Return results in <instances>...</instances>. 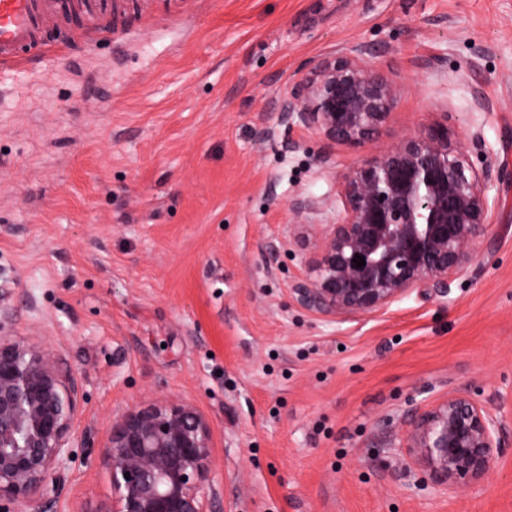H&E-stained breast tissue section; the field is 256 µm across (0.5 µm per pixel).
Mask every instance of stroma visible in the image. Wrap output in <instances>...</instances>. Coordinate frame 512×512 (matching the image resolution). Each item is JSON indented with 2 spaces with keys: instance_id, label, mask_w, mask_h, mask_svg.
Segmentation results:
<instances>
[{
  "instance_id": "1",
  "label": "stroma",
  "mask_w": 512,
  "mask_h": 512,
  "mask_svg": "<svg viewBox=\"0 0 512 512\" xmlns=\"http://www.w3.org/2000/svg\"><path fill=\"white\" fill-rule=\"evenodd\" d=\"M46 58L0 65V290L63 358L92 435L58 512H101L114 416L197 405L218 512H512V0H87ZM368 47L402 96L362 148L277 125L305 67ZM444 124L502 170L482 264L339 322L290 296L289 206ZM274 127L272 137L258 132ZM464 389L510 447L475 487L423 484L407 410Z\"/></svg>"
}]
</instances>
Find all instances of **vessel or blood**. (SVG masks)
Wrapping results in <instances>:
<instances>
[{"instance_id": "b4317fda", "label": "vessel or blood", "mask_w": 512, "mask_h": 512, "mask_svg": "<svg viewBox=\"0 0 512 512\" xmlns=\"http://www.w3.org/2000/svg\"><path fill=\"white\" fill-rule=\"evenodd\" d=\"M66 8L65 0H0V63L43 56Z\"/></svg>"}]
</instances>
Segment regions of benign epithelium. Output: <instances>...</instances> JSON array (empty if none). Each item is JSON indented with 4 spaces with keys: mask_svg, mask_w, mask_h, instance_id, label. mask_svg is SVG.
<instances>
[{
    "mask_svg": "<svg viewBox=\"0 0 512 512\" xmlns=\"http://www.w3.org/2000/svg\"><path fill=\"white\" fill-rule=\"evenodd\" d=\"M367 55L359 47L313 63L281 101L278 122L297 121L334 144H369L402 86ZM493 171L491 159L477 167L464 147L452 146L443 125L353 167L338 181L336 221L320 225L303 254L308 274L290 289L295 303L347 322L382 314L422 287L448 295L453 280L481 263L493 230ZM315 207L312 200L290 206L296 241H308ZM11 326L12 313L0 303V512L22 504L51 512L77 456L79 387L57 353L39 340H13ZM408 419L407 454L438 487L485 480L505 447L503 417L463 390L410 410ZM211 439L210 421L185 400H143L113 417L103 453L112 506L103 512H214L217 493L205 491Z\"/></svg>",
    "mask_w": 512,
    "mask_h": 512,
    "instance_id": "1",
    "label": "benign epithelium"
}]
</instances>
